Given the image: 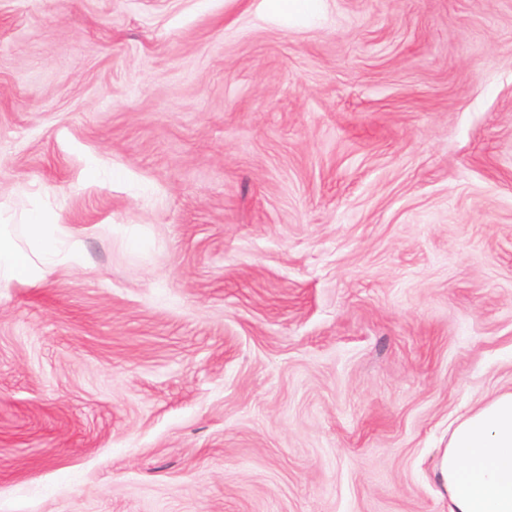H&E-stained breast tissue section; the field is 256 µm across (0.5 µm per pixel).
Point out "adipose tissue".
<instances>
[{
  "label": "adipose tissue",
  "mask_w": 512,
  "mask_h": 512,
  "mask_svg": "<svg viewBox=\"0 0 512 512\" xmlns=\"http://www.w3.org/2000/svg\"><path fill=\"white\" fill-rule=\"evenodd\" d=\"M84 262L83 241L67 225L37 214L19 230L0 214V288L34 285ZM449 430L439 465L448 512H512V390L459 416Z\"/></svg>",
  "instance_id": "obj_1"
}]
</instances>
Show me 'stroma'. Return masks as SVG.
I'll return each instance as SVG.
<instances>
[{"mask_svg": "<svg viewBox=\"0 0 512 512\" xmlns=\"http://www.w3.org/2000/svg\"><path fill=\"white\" fill-rule=\"evenodd\" d=\"M0 512H448L512 390V0H0ZM16 226L0 211V288L34 285L53 271L84 264L83 240L66 224L34 215L22 225L24 246L13 239Z\"/></svg>", "mask_w": 512, "mask_h": 512, "instance_id": "stroma-1", "label": "stroma"}]
</instances>
